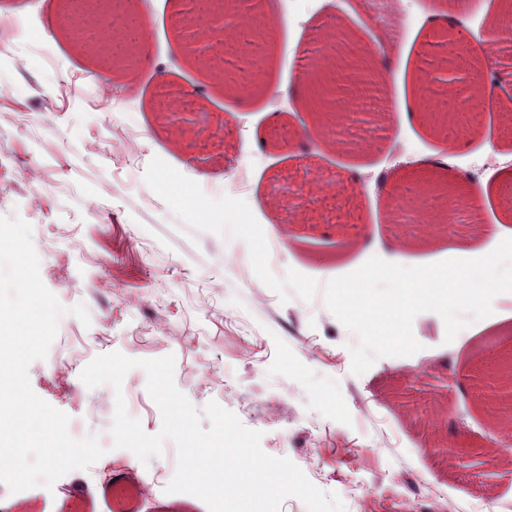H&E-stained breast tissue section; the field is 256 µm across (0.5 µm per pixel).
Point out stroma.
<instances>
[{
	"label": "stroma",
	"mask_w": 512,
	"mask_h": 512,
	"mask_svg": "<svg viewBox=\"0 0 512 512\" xmlns=\"http://www.w3.org/2000/svg\"><path fill=\"white\" fill-rule=\"evenodd\" d=\"M444 27L465 35L477 66L499 73L494 107L480 113L478 137L457 142L455 171L467 183L485 180L487 155H512V134L500 112L512 110V42L502 40L500 0H455ZM276 25L262 48L265 68L250 93L228 92L176 47L171 0H134L149 23L147 54L136 80L113 78L111 94L96 88L93 60L60 30L40 33L59 0H0V22L22 19L32 38L0 54V215L32 227L44 285L67 307L46 359L29 368L34 392L70 418L69 432L97 434L104 455L52 489L11 492L0 483V512H121L113 481L144 489L139 512H208L190 494L166 488L177 450L129 463L113 446L111 386L87 388L83 368L97 355L175 357V382L196 408L216 401L248 428L261 431L262 450L290 459L308 480L337 493L346 512H434L435 497L454 512H512V456L498 466L494 498L485 495L483 446L489 417L477 400L483 370L512 348V292L493 300L496 321L477 320L453 341L437 313L412 325L421 349L382 357L364 373L351 371L350 333L328 309L322 287L371 257L390 260L398 228L374 206L376 170L409 179L408 161L443 151L444 136L428 119L402 123L420 43L435 31L429 18L446 0H403L405 17L383 15L379 0H272ZM361 45L383 48L385 79L351 131L373 151L336 152L300 131L298 87L329 26ZM194 92L193 110L214 132L206 148H184L159 126L160 84ZM55 90L51 111L42 93ZM319 180L335 194L309 201ZM287 186L308 201L305 223L287 241L271 195ZM491 194L482 217L459 211L452 237L403 249L406 262L449 257L448 239L465 241L462 256L478 258L489 232L512 206ZM264 224V246L246 238L234 210ZM85 305L83 324L69 309ZM147 376L131 370L123 383L127 412L145 432L161 415L146 391ZM443 399L447 420L432 428L405 419L400 401ZM445 455L435 454V447ZM453 456L470 465L453 468Z\"/></svg>",
	"instance_id": "35a3bbf8"
}]
</instances>
